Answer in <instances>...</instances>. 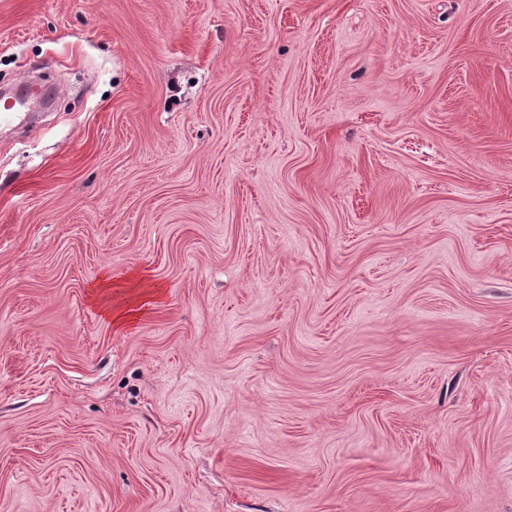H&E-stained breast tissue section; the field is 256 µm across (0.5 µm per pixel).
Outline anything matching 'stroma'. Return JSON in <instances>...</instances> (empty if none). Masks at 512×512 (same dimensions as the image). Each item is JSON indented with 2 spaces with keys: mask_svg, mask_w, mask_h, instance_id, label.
<instances>
[{
  "mask_svg": "<svg viewBox=\"0 0 512 512\" xmlns=\"http://www.w3.org/2000/svg\"><path fill=\"white\" fill-rule=\"evenodd\" d=\"M36 62L0 512H512V0H0Z\"/></svg>",
  "mask_w": 512,
  "mask_h": 512,
  "instance_id": "35a3bbf8",
  "label": "stroma"
}]
</instances>
